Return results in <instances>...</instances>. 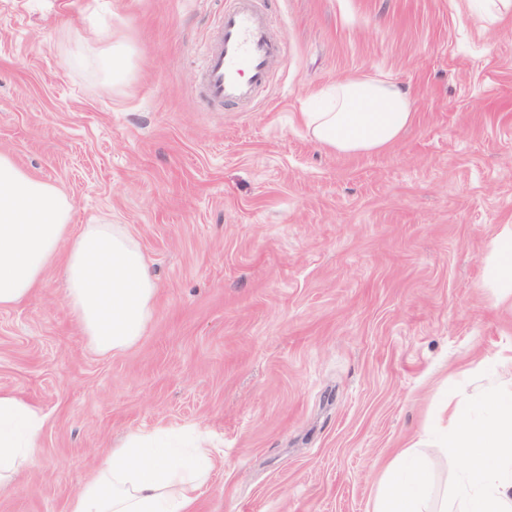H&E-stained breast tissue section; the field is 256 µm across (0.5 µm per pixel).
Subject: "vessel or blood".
<instances>
[{
	"label": "vessel or blood",
	"mask_w": 512,
	"mask_h": 512,
	"mask_svg": "<svg viewBox=\"0 0 512 512\" xmlns=\"http://www.w3.org/2000/svg\"><path fill=\"white\" fill-rule=\"evenodd\" d=\"M281 56L282 44L257 0H230L206 50L203 91L212 102L247 106L268 83Z\"/></svg>",
	"instance_id": "obj_1"
}]
</instances>
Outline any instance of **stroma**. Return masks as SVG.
<instances>
[{
    "label": "stroma",
    "instance_id": "obj_1",
    "mask_svg": "<svg viewBox=\"0 0 512 512\" xmlns=\"http://www.w3.org/2000/svg\"><path fill=\"white\" fill-rule=\"evenodd\" d=\"M225 0H0V151L125 225L158 283L143 335L102 355L53 269L0 310V388L39 408V463L0 512H66L125 433L205 437L196 512H373L398 453L436 493L464 463L436 437L450 389L481 397L512 345L485 287L512 224V14L473 0H259L281 38L248 108L208 104ZM122 43V77L98 30ZM349 75L406 86L389 149H320L299 121Z\"/></svg>",
    "mask_w": 512,
    "mask_h": 512
}]
</instances>
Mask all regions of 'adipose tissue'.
I'll return each instance as SVG.
<instances>
[{"label": "adipose tissue", "instance_id": "1", "mask_svg": "<svg viewBox=\"0 0 512 512\" xmlns=\"http://www.w3.org/2000/svg\"><path fill=\"white\" fill-rule=\"evenodd\" d=\"M322 106L300 120L321 148L374 153L398 141L413 119L408 89L389 79L350 76L318 93ZM72 203L56 185L31 177L0 152V309L31 297L53 266H61L64 300L98 353L115 354L142 336L157 285L134 240L119 224L71 226ZM489 285L512 291V225H502L489 256ZM491 418L475 420L468 396L443 408L446 446L466 462L451 497L429 498L417 468L403 484L384 482L374 512H512V348L495 363ZM41 412L0 389V491L36 466ZM214 466L205 442L168 448L129 434L109 449L94 478L71 497L67 512H195L196 493Z\"/></svg>", "mask_w": 512, "mask_h": 512}]
</instances>
